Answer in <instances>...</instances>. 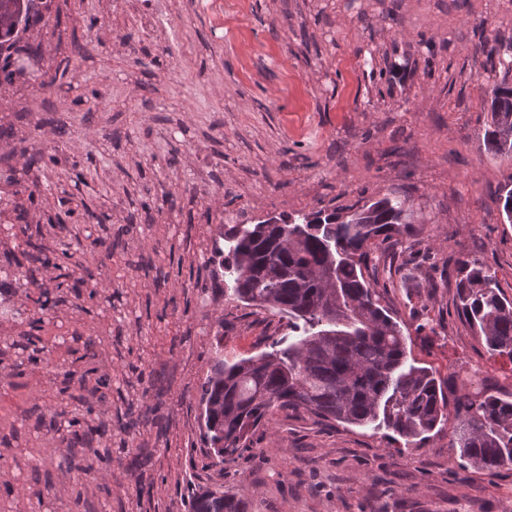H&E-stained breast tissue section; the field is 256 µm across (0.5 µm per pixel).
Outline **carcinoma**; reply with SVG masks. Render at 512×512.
<instances>
[{
	"instance_id": "obj_1",
	"label": "carcinoma",
	"mask_w": 512,
	"mask_h": 512,
	"mask_svg": "<svg viewBox=\"0 0 512 512\" xmlns=\"http://www.w3.org/2000/svg\"><path fill=\"white\" fill-rule=\"evenodd\" d=\"M42 16L39 0H0V53L19 31ZM475 52L498 58L512 70V41L486 39ZM490 117L482 134L487 152L512 156L501 123L512 119V85L492 86ZM224 233L228 248L219 274L238 299L288 317V335L270 350L229 362L216 354L200 386L204 435L224 438V453L246 448L249 430L278 409H305L323 418L395 435L415 448L456 412L448 447L464 468L488 472L512 466V399L467 390L468 377L454 373L447 397L432 369L409 362L403 323L380 303L377 282L365 277L373 241L412 225L405 198L384 196L343 212L319 209L280 215ZM457 310L487 352L512 366V300L496 272L476 258L456 260ZM241 496L206 490L193 496L191 512H251Z\"/></svg>"
}]
</instances>
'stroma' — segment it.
<instances>
[{"instance_id":"stroma-1","label":"stroma","mask_w":512,"mask_h":512,"mask_svg":"<svg viewBox=\"0 0 512 512\" xmlns=\"http://www.w3.org/2000/svg\"><path fill=\"white\" fill-rule=\"evenodd\" d=\"M47 2L0 85V190H40L0 219L11 275L37 280L0 288V512H189L198 488L248 494L252 512H512V467H459L447 430L401 453L388 431L279 410L222 459L198 406L216 353L253 356L287 332L214 287L213 241L389 193L417 216L375 244L412 359L512 397L451 274L478 258L512 298L496 202L512 159L479 138L485 91L512 72L474 51L512 38V0ZM36 152L57 161L24 168ZM64 242L60 268L33 261V245Z\"/></svg>"}]
</instances>
